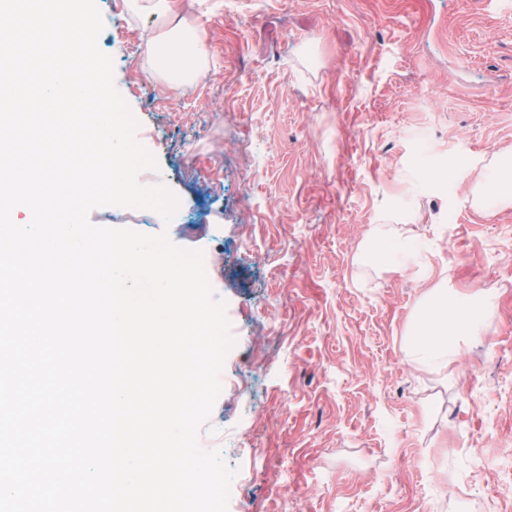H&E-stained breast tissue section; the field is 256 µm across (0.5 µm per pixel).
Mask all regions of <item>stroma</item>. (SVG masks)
<instances>
[{
	"mask_svg": "<svg viewBox=\"0 0 512 512\" xmlns=\"http://www.w3.org/2000/svg\"><path fill=\"white\" fill-rule=\"evenodd\" d=\"M97 45L179 205L93 209L204 253L234 345L198 430L228 512H512V0H170L208 67L151 75L160 23L98 0ZM412 244L408 261L370 262ZM479 305L442 366L433 289ZM499 175L487 196L491 199L512 198V158L501 159ZM478 315L472 308H460L438 290L421 308L408 338V345L420 359L445 364L462 336L474 334Z\"/></svg>",
	"mask_w": 512,
	"mask_h": 512,
	"instance_id": "obj_1",
	"label": "stroma"
}]
</instances>
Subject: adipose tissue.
<instances>
[{
  "mask_svg": "<svg viewBox=\"0 0 512 512\" xmlns=\"http://www.w3.org/2000/svg\"><path fill=\"white\" fill-rule=\"evenodd\" d=\"M206 50L197 32L181 23L169 26L153 44L151 68L179 89L200 74ZM478 323L474 309L458 307L447 290H438L421 308L408 338V345L420 359L447 363L459 338L473 335Z\"/></svg>",
  "mask_w": 512,
  "mask_h": 512,
  "instance_id": "ef3b65f1",
  "label": "adipose tissue"
}]
</instances>
